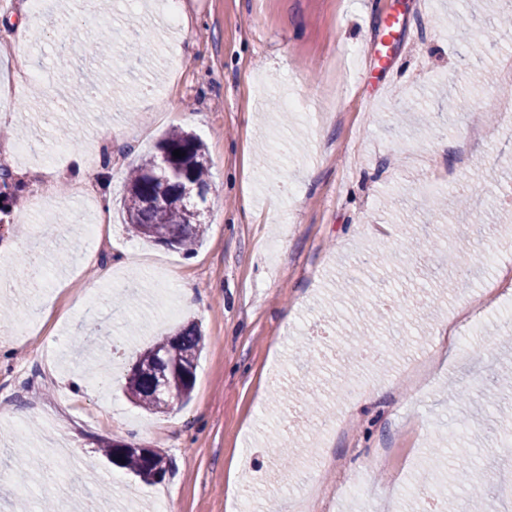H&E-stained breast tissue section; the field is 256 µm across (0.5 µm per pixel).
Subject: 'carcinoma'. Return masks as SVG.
<instances>
[{"label":"carcinoma","mask_w":512,"mask_h":512,"mask_svg":"<svg viewBox=\"0 0 512 512\" xmlns=\"http://www.w3.org/2000/svg\"><path fill=\"white\" fill-rule=\"evenodd\" d=\"M465 34L480 52L491 42L512 36V24L496 10L472 12V25ZM181 151V156L173 152ZM165 155L178 179L166 180L160 171V155ZM210 170L203 144L193 135L182 131L168 132L152 154L136 164L127 178L123 200L127 232L135 237L181 248L190 254L201 241L206 222ZM188 181L200 190V202L187 206L178 196L182 182ZM203 348V336L195 324L164 336L142 352L130 369L125 393L128 400L153 413H164L168 404L158 393L159 382L176 394L180 403L190 397L196 379V362ZM512 390L508 372L497 376L487 388L486 397L494 401L498 392ZM105 455L112 464L127 469L142 482L149 484L164 478L170 464L159 449L143 448L131 443L106 441Z\"/></svg>","instance_id":"1"}]
</instances>
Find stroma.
Here are the masks:
<instances>
[{
    "instance_id": "stroma-1",
    "label": "stroma",
    "mask_w": 512,
    "mask_h": 512,
    "mask_svg": "<svg viewBox=\"0 0 512 512\" xmlns=\"http://www.w3.org/2000/svg\"><path fill=\"white\" fill-rule=\"evenodd\" d=\"M69 30L31 27L28 0H0V84L43 76L15 112H0V169L26 196L52 205L13 211L0 260L16 285L0 323L26 315L30 336L0 335V512H294L319 472L310 512H364L339 486L379 485L387 512H428L411 495L442 479L452 502L482 493L485 469L463 481L430 459L501 444L497 429L465 431L478 400L458 402L479 376L512 368V124L493 90L468 74L470 45L450 40L466 12L447 0H52ZM399 38H386L388 27ZM148 38L126 55L130 29ZM459 100L448 119L440 95ZM203 142L211 185L203 244L191 255L130 238L121 198L128 170L168 131ZM287 155L261 162V151ZM110 155V168L75 185L74 153ZM462 193L484 225L449 206L443 251L414 250L430 218L429 182ZM108 196L106 249L86 254L75 231L79 195ZM403 297L380 320L387 360L364 361L349 339L368 310ZM190 303H183L184 292ZM195 321L204 335L190 399L166 413L135 408L125 377L157 336ZM448 327L447 360L427 393L408 366ZM104 374L88 372L92 362ZM321 393L314 432L305 396ZM112 439L171 460L152 484L101 453ZM294 456L281 469L269 454ZM393 449L395 478L367 470Z\"/></svg>"
}]
</instances>
